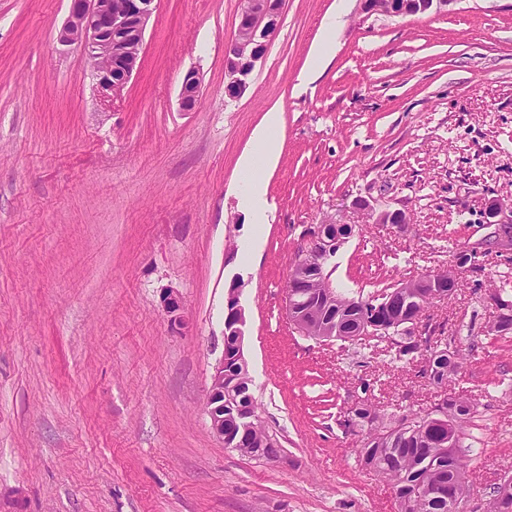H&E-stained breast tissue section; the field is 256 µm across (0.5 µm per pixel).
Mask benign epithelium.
I'll return each mask as SVG.
<instances>
[{"label": "benign epithelium", "instance_id": "7a95c632", "mask_svg": "<svg viewBox=\"0 0 512 512\" xmlns=\"http://www.w3.org/2000/svg\"><path fill=\"white\" fill-rule=\"evenodd\" d=\"M389 12L398 16L414 11L448 8L454 0H387ZM284 0H246L242 9L234 44L242 47L237 53L228 52L224 58L225 93L231 98L241 97L249 87L250 76L264 57L270 41L277 33ZM157 0H72L69 16L58 34V43L64 47L77 46L87 57L96 88L105 98H119L127 88L140 64L147 24L154 14ZM201 96L198 74L188 71L181 83L179 106L183 112L196 109ZM354 224H321L297 255L290 271L289 281L315 278L319 294L325 301L323 308L336 306V289L330 280L327 266L336 255V247L352 237ZM440 280L423 277L403 284L405 288H423L429 297L446 299L438 290ZM240 288L232 283L228 289L224 330L228 336H243L245 316L239 304ZM164 308L175 326L182 325V302L174 292L163 296ZM289 321L302 336L317 331L321 336L336 335V322L320 323L315 311L297 306L291 293H286ZM224 359L214 367L208 390L205 412L211 431L224 439Z\"/></svg>", "mask_w": 512, "mask_h": 512}]
</instances>
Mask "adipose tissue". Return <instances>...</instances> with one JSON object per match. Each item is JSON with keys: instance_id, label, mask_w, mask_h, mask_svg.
Returning <instances> with one entry per match:
<instances>
[{"instance_id": "1", "label": "adipose tissue", "mask_w": 512, "mask_h": 512, "mask_svg": "<svg viewBox=\"0 0 512 512\" xmlns=\"http://www.w3.org/2000/svg\"><path fill=\"white\" fill-rule=\"evenodd\" d=\"M280 122L281 114L278 110L266 112L263 123L256 133L260 150L248 154L240 164L236 194L238 206L256 224L265 223L270 209L266 184L260 172L272 168L278 160L279 146L272 133L279 127Z\"/></svg>"}]
</instances>
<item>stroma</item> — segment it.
I'll list each match as a JSON object with an SVG mask.
<instances>
[{"mask_svg": "<svg viewBox=\"0 0 512 512\" xmlns=\"http://www.w3.org/2000/svg\"><path fill=\"white\" fill-rule=\"evenodd\" d=\"M245 4L158 0L140 68L108 104L80 49L56 42L69 0H0V512H399L344 421L365 399L401 416L442 391L421 360L300 335L288 275L317 224L356 227L329 264L351 296L481 246L490 207L512 205V0L403 16L345 0L336 52L303 87L336 0H285L232 99L224 54ZM191 69L201 98L184 112ZM273 108L271 211L245 264L253 226L233 188ZM394 209L410 223H376ZM505 275L512 253L463 273L426 312L436 334L461 340L452 386L475 404L460 432L459 512H487L494 484L512 476V332L486 333L487 295ZM235 282L279 462L225 447L204 411ZM170 290L183 305L177 328L162 303ZM200 96V78L194 70H189L182 80L179 92V106L181 111H194L199 103Z\"/></svg>", "mask_w": 512, "mask_h": 512, "instance_id": "35a3bbf8", "label": "stroma"}]
</instances>
